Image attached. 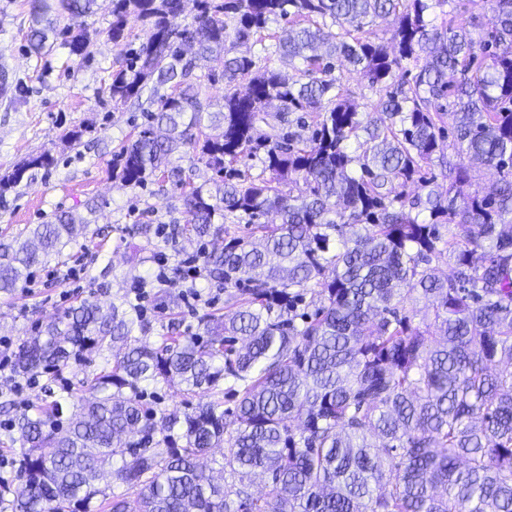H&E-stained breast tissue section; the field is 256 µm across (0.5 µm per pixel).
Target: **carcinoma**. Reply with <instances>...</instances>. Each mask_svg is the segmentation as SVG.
Returning <instances> with one entry per match:
<instances>
[{
    "instance_id": "1",
    "label": "carcinoma",
    "mask_w": 512,
    "mask_h": 512,
    "mask_svg": "<svg viewBox=\"0 0 512 512\" xmlns=\"http://www.w3.org/2000/svg\"><path fill=\"white\" fill-rule=\"evenodd\" d=\"M111 0L109 36L125 65L112 72L113 106L148 94L156 110L123 146L112 176L130 188L160 177L184 188L188 220L179 240H224L204 255L208 277L233 288L236 311L201 317L203 334L175 331L156 348L132 339L149 329L136 297L108 312L85 301L26 338L15 376L57 378L83 352L122 354L71 392L21 409L0 394L22 438L12 512H74L105 492L108 474L133 490L109 512H512V0H471L495 14L492 30L454 24L436 10L455 0ZM97 0H32L30 52L48 53L65 32L57 18L95 13ZM290 17L277 50L291 71L257 69L234 54L259 42L268 23ZM392 18L383 43L368 28ZM145 36L133 48L129 19ZM331 19L341 33L324 32ZM91 32L69 35L85 60ZM224 53L221 109L201 97L215 80L205 62ZM361 67L388 89L374 113L359 111L331 77L332 60ZM416 69L412 81L397 73ZM247 80L243 88L236 82ZM280 126L261 130L267 106ZM493 167L495 186L469 194L470 170L432 175L439 142ZM220 180L194 185L170 167L183 147ZM261 156L271 179L253 180L224 159ZM54 164L44 151L0 178V200L30 170ZM303 181L297 196L281 181ZM274 212L238 236L226 221ZM93 220L69 211L38 224L39 247L0 245V292L13 294L31 269L61 253ZM448 259V276L432 263ZM319 288L321 306L297 313ZM420 294L433 320L413 325ZM244 347L235 352L237 339ZM204 390L209 400L156 417L143 391L158 383ZM238 398L233 424L224 396ZM224 448L239 481L271 477L236 505L198 460ZM119 458L120 466L105 467Z\"/></svg>"
}]
</instances>
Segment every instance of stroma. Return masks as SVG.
Segmentation results:
<instances>
[{
  "label": "stroma",
  "mask_w": 512,
  "mask_h": 512,
  "mask_svg": "<svg viewBox=\"0 0 512 512\" xmlns=\"http://www.w3.org/2000/svg\"><path fill=\"white\" fill-rule=\"evenodd\" d=\"M98 2L93 16H65L59 21L60 28L74 33L84 27L96 32L88 58L76 64L61 41L44 56L30 54L26 42L30 0H0V63L27 89L16 104L0 99V176L11 174L24 160L46 149L56 158L50 170L24 177L0 202V243L18 246L27 240L29 227L53 222L58 211L82 214L89 203L99 206L93 225L96 237L88 247L71 245L62 255L33 267L25 287L15 294H0V337L17 345L38 323L57 319L82 301L107 309L159 272L186 276V257L217 246L208 238L177 249L161 237L136 232L140 224L185 223L187 214L183 191L172 183L154 181L132 189L112 177L113 154L136 139L151 105L130 102L117 108L104 94L117 67L118 51L109 37L110 0ZM79 128L84 131L80 142H66V134ZM132 243L141 247L140 259L133 263L127 260ZM88 252L93 262L76 281L75 292L61 299L65 285L58 271L73 266ZM172 293L178 299L174 307L162 306L156 292L146 296L150 329L140 334V342L161 344L172 327L181 335H194L202 329L205 312L224 313L229 307L227 290L205 276L194 281L192 288L176 287Z\"/></svg>",
  "instance_id": "35a3bbf8"
}]
</instances>
